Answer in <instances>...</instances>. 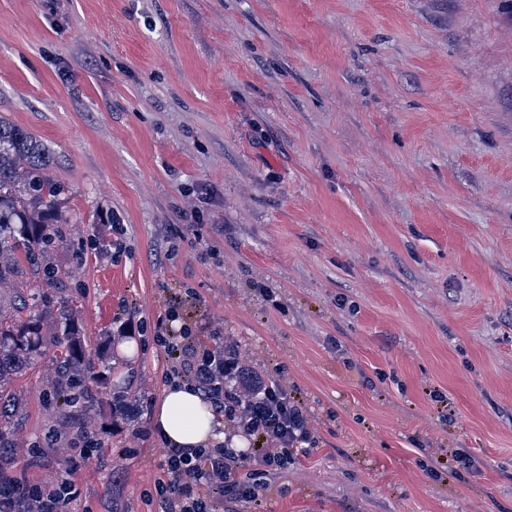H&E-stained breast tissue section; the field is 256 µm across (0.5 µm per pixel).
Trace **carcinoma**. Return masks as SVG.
<instances>
[{"label":"carcinoma","instance_id":"carcinoma-1","mask_svg":"<svg viewBox=\"0 0 512 512\" xmlns=\"http://www.w3.org/2000/svg\"><path fill=\"white\" fill-rule=\"evenodd\" d=\"M52 152L0 117V468L11 470L14 424L25 410L12 380L49 358V397L60 412L100 417L114 401L93 389L95 366L75 325L72 303L45 289L58 279L48 250L66 236Z\"/></svg>","mask_w":512,"mask_h":512}]
</instances>
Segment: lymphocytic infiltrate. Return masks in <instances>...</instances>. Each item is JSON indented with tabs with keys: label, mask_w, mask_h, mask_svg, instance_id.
<instances>
[{
	"label": "lymphocytic infiltrate",
	"mask_w": 512,
	"mask_h": 512,
	"mask_svg": "<svg viewBox=\"0 0 512 512\" xmlns=\"http://www.w3.org/2000/svg\"><path fill=\"white\" fill-rule=\"evenodd\" d=\"M188 335L184 328L176 334L163 326L157 330L171 361V377L194 385L224 418L229 434L244 437L249 446L237 450L220 445L199 452L164 448L157 491L168 512H216L218 494L258 499L256 481L262 472L287 469L305 454L313 428L306 410L281 382L243 381V362L234 345H193ZM247 459L259 466L249 483L237 475ZM77 496L68 474L31 486L18 476L0 473V512H66Z\"/></svg>",
	"instance_id": "lymphocytic-infiltrate-1"
}]
</instances>
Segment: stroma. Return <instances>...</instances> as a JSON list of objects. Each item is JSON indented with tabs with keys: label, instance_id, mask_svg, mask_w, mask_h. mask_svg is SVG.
I'll use <instances>...</instances> for the list:
<instances>
[{
	"label": "stroma",
	"instance_id": "35a3bbf8",
	"mask_svg": "<svg viewBox=\"0 0 512 512\" xmlns=\"http://www.w3.org/2000/svg\"><path fill=\"white\" fill-rule=\"evenodd\" d=\"M0 117L56 158L61 293L136 404L40 447L39 362L20 477L162 512L175 305L314 428L220 512H512V0H0Z\"/></svg>",
	"mask_w": 512,
	"mask_h": 512
}]
</instances>
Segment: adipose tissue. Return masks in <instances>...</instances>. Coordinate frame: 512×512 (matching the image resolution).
Wrapping results in <instances>:
<instances>
[{
	"label": "adipose tissue",
	"mask_w": 512,
	"mask_h": 512,
	"mask_svg": "<svg viewBox=\"0 0 512 512\" xmlns=\"http://www.w3.org/2000/svg\"><path fill=\"white\" fill-rule=\"evenodd\" d=\"M154 426L171 448H207L223 443L225 438L209 402L186 383L164 391L154 415Z\"/></svg>",
	"instance_id": "adipose-tissue-1"
}]
</instances>
